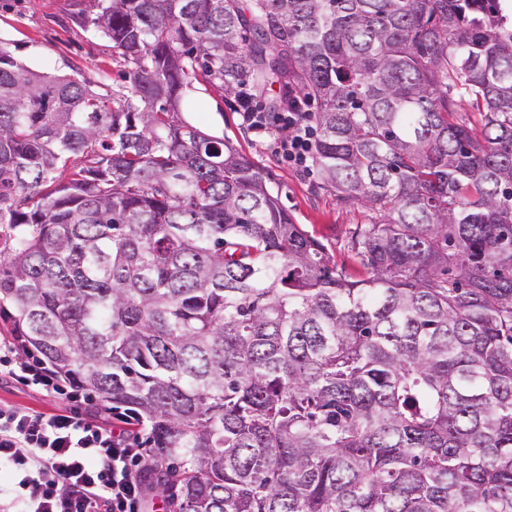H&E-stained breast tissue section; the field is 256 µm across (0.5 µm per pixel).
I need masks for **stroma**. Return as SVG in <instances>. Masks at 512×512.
Returning <instances> with one entry per match:
<instances>
[{"label":"stroma","instance_id":"35a3bbf8","mask_svg":"<svg viewBox=\"0 0 512 512\" xmlns=\"http://www.w3.org/2000/svg\"><path fill=\"white\" fill-rule=\"evenodd\" d=\"M78 9L79 0H0V44L33 70L50 75L78 71L94 89L110 90L118 98L132 95L131 64L108 37L76 24ZM181 115L247 155L278 190L295 222L322 241L337 265L354 277L364 275L360 258L348 246L356 225L367 221L364 208L346 205L335 192L321 188L316 167L302 170L274 156L243 125L233 98L209 84L194 80L185 87ZM65 407L63 401L0 380L2 409L54 413Z\"/></svg>","mask_w":512,"mask_h":512}]
</instances>
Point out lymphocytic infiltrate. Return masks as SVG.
I'll return each mask as SVG.
<instances>
[{"mask_svg": "<svg viewBox=\"0 0 512 512\" xmlns=\"http://www.w3.org/2000/svg\"><path fill=\"white\" fill-rule=\"evenodd\" d=\"M237 110L273 153L298 165L310 159L301 96L291 95L284 112H257L244 101ZM2 377L68 403L53 414L0 410V468L33 489L32 497L12 496L15 512H140L145 474L133 429L116 432L84 417L73 407L78 394L42 363L20 358L17 339H0Z\"/></svg>", "mask_w": 512, "mask_h": 512, "instance_id": "obj_1", "label": "lymphocytic infiltrate"}]
</instances>
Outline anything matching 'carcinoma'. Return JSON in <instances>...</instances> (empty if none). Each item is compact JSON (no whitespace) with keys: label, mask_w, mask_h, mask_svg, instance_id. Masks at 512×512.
<instances>
[{"label":"carcinoma","mask_w":512,"mask_h":512,"mask_svg":"<svg viewBox=\"0 0 512 512\" xmlns=\"http://www.w3.org/2000/svg\"><path fill=\"white\" fill-rule=\"evenodd\" d=\"M89 2L122 102L0 45L14 335L147 430L171 512H512L501 0ZM198 78L316 102L321 185L369 213L363 278L179 117Z\"/></svg>","instance_id":"carcinoma-1"}]
</instances>
